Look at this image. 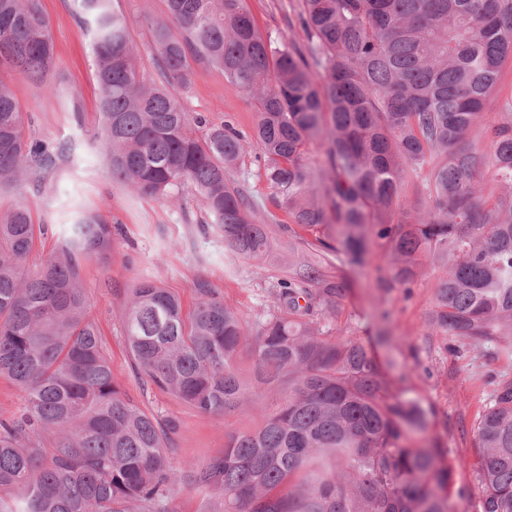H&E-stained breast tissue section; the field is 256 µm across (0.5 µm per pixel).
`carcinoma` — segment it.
Segmentation results:
<instances>
[{"mask_svg":"<svg viewBox=\"0 0 512 512\" xmlns=\"http://www.w3.org/2000/svg\"><path fill=\"white\" fill-rule=\"evenodd\" d=\"M75 3L113 180L166 200L190 190L224 247L258 259L266 219L233 179L254 146L275 206L313 239L261 320L206 281L189 311L151 281L131 290L122 333L148 383L207 418L259 394L273 401L259 426L226 433L223 456L178 465L158 419L112 378L82 288L84 263L111 255L109 219L78 214L32 269L41 227L21 202L0 210V375L25 393L0 420V512H169L182 486L204 512H455L448 449L411 444L429 410L362 342L320 326L347 289L319 257L358 266L378 247L390 260L382 283L406 289L426 264L446 263L428 330L512 358V103L484 129L489 148L467 144L512 54V0H303L300 32L280 40L262 35L246 0H166L178 34L152 26L161 86L141 72L112 0ZM54 62L41 0H0V65L41 82ZM194 63L252 97L250 135L226 122L195 135L179 102ZM64 152L26 135L0 80V187H42ZM486 169L489 188L478 185ZM410 182L419 210L401 200ZM244 346L254 387L234 365ZM473 434L480 512H512L511 378Z\"/></svg>","mask_w":512,"mask_h":512,"instance_id":"obj_1","label":"carcinoma"}]
</instances>
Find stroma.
Segmentation results:
<instances>
[{
  "instance_id": "obj_1",
  "label": "stroma",
  "mask_w": 512,
  "mask_h": 512,
  "mask_svg": "<svg viewBox=\"0 0 512 512\" xmlns=\"http://www.w3.org/2000/svg\"><path fill=\"white\" fill-rule=\"evenodd\" d=\"M301 3L247 0V7L263 34L279 38L298 31ZM42 5L52 23L54 69L45 82L34 83L0 67V79L10 85L25 111L28 134L68 145L69 151L42 189L26 184L0 190V205L22 201L35 223L44 225L45 234L30 257L34 264L55 249L80 212L103 213L121 226L109 261L85 263L82 272L112 375L142 409L159 421L176 422L171 435L176 462L205 463L223 455L227 429L258 425L269 402L259 396L245 410L204 418L170 394L143 386L122 335L130 292L140 281L151 280L178 296L188 309L196 299V282L205 280L225 305L253 321L272 310L273 294L287 278L289 263L305 257L304 246L284 229L288 218L275 208L272 191L259 175L257 149H249L241 159L236 179L261 213L275 217L268 226L269 254L260 261L225 250L221 233L196 201L176 206L136 195L112 181L95 141L98 85L90 39L76 20L72 0H42ZM117 6L141 51L142 69L151 79L160 80L150 24L165 20V0H118ZM180 102L191 116L204 117L206 123L228 121L246 134L256 121L251 98L230 86L217 69L195 66ZM388 266V257L376 248L362 266H329V274L345 282L348 294L337 318L325 320L324 326L342 338L362 341L406 396L432 407L429 428L416 435L414 442L423 446L437 440L447 448L454 471L449 498L456 512H479L471 429L490 406L498 381L512 378V360L428 332L426 318L446 266H425L407 292L378 286Z\"/></svg>"
}]
</instances>
